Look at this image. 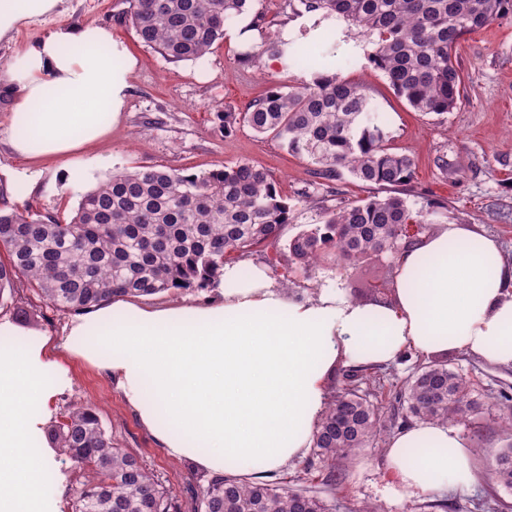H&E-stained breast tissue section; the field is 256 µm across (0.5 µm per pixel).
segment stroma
<instances>
[{
  "label": "stroma",
  "mask_w": 512,
  "mask_h": 512,
  "mask_svg": "<svg viewBox=\"0 0 512 512\" xmlns=\"http://www.w3.org/2000/svg\"><path fill=\"white\" fill-rule=\"evenodd\" d=\"M126 0H62L61 13L25 24L11 38L0 39V74L16 55L44 34L61 25H100L124 42L135 64L127 76L122 116L111 134L82 154L91 167V181L69 188L56 161L22 168L6 145L8 112L0 107V185L8 202L21 209L71 217L81 197L112 173L137 166L180 169L200 174L247 162L265 169L278 192L292 208L287 234L318 223L324 209L335 207L338 197L355 201L376 195V188L351 177L340 183L320 179L308 163L288 152L273 137L259 135L248 126L225 132L218 115L243 112L275 86L288 87L311 80L321 50L333 52L343 78L366 86L374 96L380 118L398 152L414 162L415 175L409 202L420 208L426 200L445 202L433 221L437 224H476L498 237L512 260V16L496 20L464 36L457 47V62L464 77V100L442 116L413 110L399 97L382 72L364 57V44L345 34L340 21L305 16L282 29L294 41L301 57L294 60L263 54L257 64L240 63L239 56L257 51L261 38L241 16L226 24L224 38L203 58L178 64L166 62L142 46L126 17ZM395 280L394 257L384 254L356 265H323L310 279H298L294 290L340 283L353 300L371 299L373 286L391 293ZM26 308L28 330L62 336L69 312L24 291L19 308ZM449 368L469 381L478 397L512 396V366L493 365L468 353H452ZM76 376L72 391L58 397V411L94 403L113 443L136 454L182 500H189L190 484L205 482L190 463L165 455L135 414L123 402L109 379L79 362H71ZM512 412V400L485 408L459 429L471 443L477 471H484L494 454L512 444V435L497 422ZM383 452L367 448L346 467L345 481L329 493L318 469L299 459L272 475V482L305 488L318 496H335V512H357L366 502L383 504L386 512H512V491L489 488L485 483L466 494L437 498H406L386 473Z\"/></svg>",
  "instance_id": "1"
}]
</instances>
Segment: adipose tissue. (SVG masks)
Listing matches in <instances>:
<instances>
[{
    "label": "adipose tissue",
    "mask_w": 512,
    "mask_h": 512,
    "mask_svg": "<svg viewBox=\"0 0 512 512\" xmlns=\"http://www.w3.org/2000/svg\"><path fill=\"white\" fill-rule=\"evenodd\" d=\"M60 3L0 0V38ZM131 67L100 25L61 26L29 45L5 77L11 151L61 160L69 185L85 180L78 155L118 123ZM213 291L202 304L107 301L74 315L59 340L0 318V512H54L44 450L55 400L72 385L65 354L108 375L170 459L233 478L305 456L338 368L390 364L408 350L512 366V262L474 224L439 225L398 252L385 303L353 301L337 283L293 293L265 266L239 261L224 264ZM383 460L410 497L477 480L451 424H411L388 439Z\"/></svg>",
    "instance_id": "obj_1"
}]
</instances>
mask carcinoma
<instances>
[{
	"label": "carcinoma",
	"mask_w": 512,
	"mask_h": 512,
	"mask_svg": "<svg viewBox=\"0 0 512 512\" xmlns=\"http://www.w3.org/2000/svg\"><path fill=\"white\" fill-rule=\"evenodd\" d=\"M261 0H128L127 16L140 42L166 61L198 60L224 38V25L251 13L267 24ZM287 21L303 14L344 21L373 44L368 61L416 111L444 115L457 108L464 81L452 59L460 40L512 14V0H285ZM292 42L266 35L249 60L286 56ZM370 92L340 76L319 75L286 90L271 89L241 113L259 135H271L308 160L328 180L348 173L385 196L344 200L321 221L290 238L275 259L286 273L310 278L320 263H363L418 241L401 225L426 230L438 204L414 212L406 190L414 162L390 147ZM291 208L269 174L249 163L201 174L138 166L114 173L86 193L68 222L0 207V302L32 288L53 307L80 311L116 296H153L208 288L227 260L262 253L282 238ZM312 448L336 491L343 467L385 433L423 422L459 423L483 410L470 383L434 360L421 367L385 405L361 389L371 376L342 370ZM57 452L75 466L68 512H181L173 491L136 455L118 448L96 408L76 405L49 430ZM487 478L512 490V446L500 451ZM194 512H331L306 489L213 476L198 486Z\"/></svg>",
	"instance_id": "1"
}]
</instances>
